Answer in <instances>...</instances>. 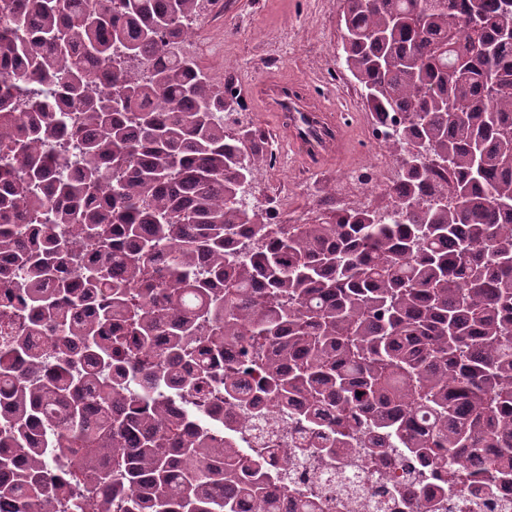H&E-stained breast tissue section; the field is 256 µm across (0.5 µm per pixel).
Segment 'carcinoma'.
I'll return each instance as SVG.
<instances>
[{
  "instance_id": "cac0c4a2",
  "label": "carcinoma",
  "mask_w": 512,
  "mask_h": 512,
  "mask_svg": "<svg viewBox=\"0 0 512 512\" xmlns=\"http://www.w3.org/2000/svg\"><path fill=\"white\" fill-rule=\"evenodd\" d=\"M204 7L0 0V258L25 271L0 286L47 334L0 338V512H279L262 462L159 395L183 367L207 402L218 358L228 402L241 360L261 396L334 409L346 448L360 423L438 472L492 448L488 481L512 483V0H342L397 175L385 210L317 224L249 206L272 155L182 50Z\"/></svg>"
}]
</instances>
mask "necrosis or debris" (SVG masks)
<instances>
[{
    "mask_svg": "<svg viewBox=\"0 0 512 512\" xmlns=\"http://www.w3.org/2000/svg\"><path fill=\"white\" fill-rule=\"evenodd\" d=\"M242 401L227 404L223 383H216L204 423L219 429L245 457L262 450L279 512H294L298 500L318 492L320 512H512V486L494 490L476 486L468 474L458 481L438 479L401 448L379 453L360 448L337 449L327 456L320 448L336 435V415L323 411L317 423L300 420L296 409L273 405L255 391L256 379L242 371Z\"/></svg>",
    "mask_w": 512,
    "mask_h": 512,
    "instance_id": "necrosis-or-debris-1",
    "label": "necrosis or debris"
}]
</instances>
